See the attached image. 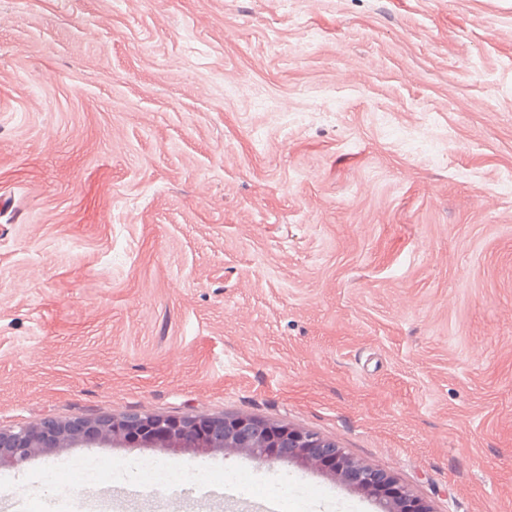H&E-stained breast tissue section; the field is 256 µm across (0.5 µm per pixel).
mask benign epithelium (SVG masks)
<instances>
[{
    "mask_svg": "<svg viewBox=\"0 0 512 512\" xmlns=\"http://www.w3.org/2000/svg\"><path fill=\"white\" fill-rule=\"evenodd\" d=\"M123 441L163 447L174 454L243 451L258 461L292 459L304 468L323 469L351 490L376 503L381 512H433L390 472L359 463L321 435L248 415L168 417L129 413L119 417L45 418L32 426L0 428V467H19L56 448L90 447Z\"/></svg>",
    "mask_w": 512,
    "mask_h": 512,
    "instance_id": "benign-epithelium-1",
    "label": "benign epithelium"
}]
</instances>
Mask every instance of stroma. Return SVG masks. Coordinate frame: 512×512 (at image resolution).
<instances>
[{"label":"stroma","mask_w":512,"mask_h":512,"mask_svg":"<svg viewBox=\"0 0 512 512\" xmlns=\"http://www.w3.org/2000/svg\"><path fill=\"white\" fill-rule=\"evenodd\" d=\"M511 170L512 0H0V428L245 413L512 512ZM132 459L176 481L121 512L272 471L375 512L121 443L0 467V502Z\"/></svg>","instance_id":"stroma-1"}]
</instances>
